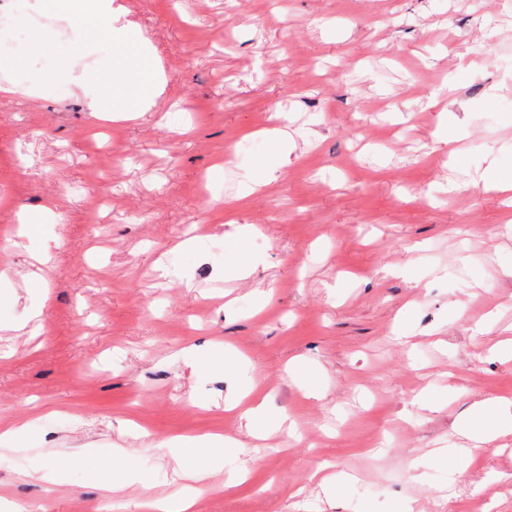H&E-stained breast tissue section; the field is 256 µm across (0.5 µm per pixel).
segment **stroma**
Returning <instances> with one entry per match:
<instances>
[{"instance_id":"stroma-1","label":"stroma","mask_w":512,"mask_h":512,"mask_svg":"<svg viewBox=\"0 0 512 512\" xmlns=\"http://www.w3.org/2000/svg\"><path fill=\"white\" fill-rule=\"evenodd\" d=\"M28 3L0 21V48L27 31L0 215L62 219L0 244V426L28 427L0 440V512H512V436L464 477L439 461L475 403L512 402L508 196L482 187L512 166V0H115L155 52L136 114L78 85L118 67L111 36ZM102 173L94 223L74 188ZM217 351L241 370L201 372ZM205 434L219 465L172 456ZM116 454L138 479L109 492L91 463Z\"/></svg>"}]
</instances>
